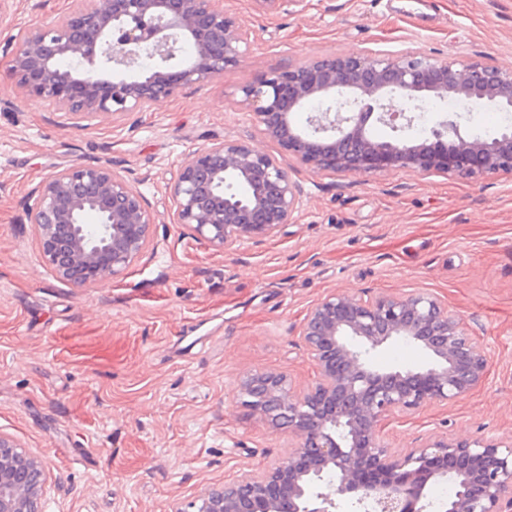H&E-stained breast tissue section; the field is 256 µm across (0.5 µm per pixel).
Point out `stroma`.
Returning <instances> with one entry per match:
<instances>
[{
    "instance_id": "stroma-1",
    "label": "stroma",
    "mask_w": 512,
    "mask_h": 512,
    "mask_svg": "<svg viewBox=\"0 0 512 512\" xmlns=\"http://www.w3.org/2000/svg\"><path fill=\"white\" fill-rule=\"evenodd\" d=\"M73 0H0V433L41 459L48 512H172L260 471L288 435L243 406L242 377L316 369L300 339L326 295H433L489 350L464 397L395 413L396 454L431 434L512 436V172H316L266 139L238 104L262 71L348 52H416L512 67V0H224L251 32L222 79L128 116L80 121L18 90L7 46ZM238 140L279 159L303 191L295 223L218 252L173 221L170 187L199 147ZM104 164L128 175L155 217L147 251L88 288L62 283L26 220L53 172Z\"/></svg>"
}]
</instances>
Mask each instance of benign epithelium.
I'll return each mask as SVG.
<instances>
[{"instance_id": "7a95c632", "label": "benign epithelium", "mask_w": 512, "mask_h": 512, "mask_svg": "<svg viewBox=\"0 0 512 512\" xmlns=\"http://www.w3.org/2000/svg\"><path fill=\"white\" fill-rule=\"evenodd\" d=\"M191 47L185 63L170 61ZM249 34L224 0H79L58 21L19 31L8 51L21 92L75 115L141 112L224 76L247 56ZM151 60L148 66L142 59ZM238 103L261 134L314 171H391L484 179L512 172V129L462 135L459 116H439V144L412 136L418 103L457 97L512 109V68L419 53L316 57L259 73ZM312 102L308 130L294 112ZM375 124L393 136L370 134ZM251 185L245 200L224 194V175ZM28 223L56 277L87 288L121 277L148 247L155 218L143 194L108 165L58 170L30 192ZM173 223L216 251L270 237L295 222L300 190L281 162L249 144L224 140L180 163ZM93 213L98 222L84 223ZM301 336L317 377L295 391L282 372L251 374L243 403L288 432V451L255 474L207 489L173 512H331L353 495L363 512H427L429 481L451 480L438 512H512V440L433 435L403 455L380 435L392 413L458 399L486 376V349L464 318L427 294L365 299L334 293L306 314ZM402 340L428 361L406 369L368 367L370 353ZM43 463L0 434V512H47Z\"/></svg>"}]
</instances>
